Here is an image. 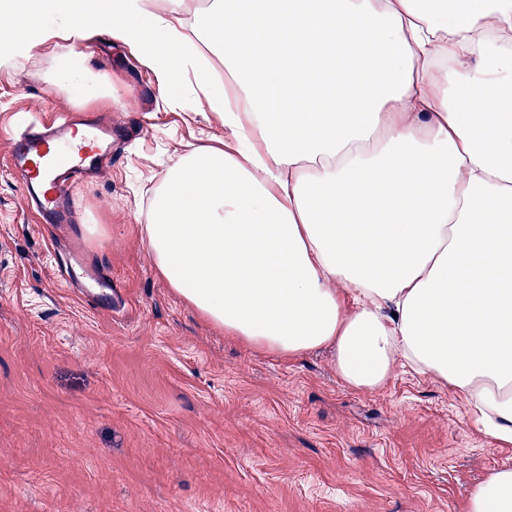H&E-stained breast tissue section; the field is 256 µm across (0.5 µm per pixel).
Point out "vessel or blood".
Returning <instances> with one entry per match:
<instances>
[{
    "instance_id": "1",
    "label": "vessel or blood",
    "mask_w": 512,
    "mask_h": 512,
    "mask_svg": "<svg viewBox=\"0 0 512 512\" xmlns=\"http://www.w3.org/2000/svg\"><path fill=\"white\" fill-rule=\"evenodd\" d=\"M113 149L111 122L89 113L63 112L14 133L9 167L20 178L27 207L44 223L70 225L77 210L73 188L108 172ZM85 256L82 236H74L58 271L66 284L79 288L82 297L96 305L100 290L111 288L112 274L88 265Z\"/></svg>"
}]
</instances>
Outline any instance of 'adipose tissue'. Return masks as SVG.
<instances>
[{
	"instance_id": "ef3b65f1",
	"label": "adipose tissue",
	"mask_w": 512,
	"mask_h": 512,
	"mask_svg": "<svg viewBox=\"0 0 512 512\" xmlns=\"http://www.w3.org/2000/svg\"><path fill=\"white\" fill-rule=\"evenodd\" d=\"M187 2L0 0V69L104 34L222 113L142 226L173 292L251 349L335 347L355 389L435 378L512 445V0ZM467 512H512V463Z\"/></svg>"
}]
</instances>
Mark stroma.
<instances>
[{"label":"stroma","instance_id":"obj_1","mask_svg":"<svg viewBox=\"0 0 512 512\" xmlns=\"http://www.w3.org/2000/svg\"><path fill=\"white\" fill-rule=\"evenodd\" d=\"M85 64L47 46L0 70V512H465L506 459L469 405L395 367L356 390L335 352L284 360L205 322L157 273L142 226L171 158L224 137L222 118L159 98L153 74L99 36ZM136 131L102 178L78 185L83 236L127 296L85 305L6 165L8 130L57 111Z\"/></svg>","mask_w":512,"mask_h":512}]
</instances>
